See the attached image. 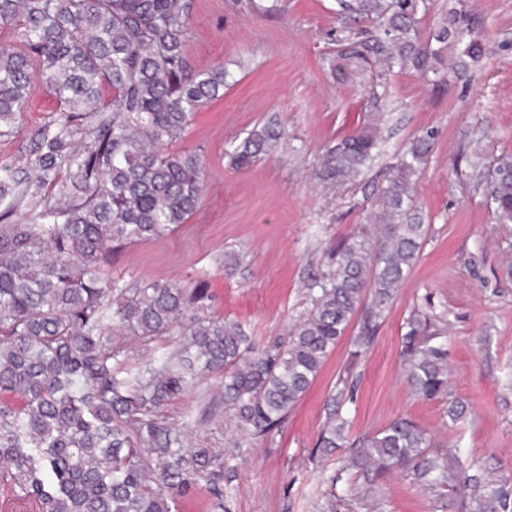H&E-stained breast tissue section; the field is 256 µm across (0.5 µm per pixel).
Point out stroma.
Masks as SVG:
<instances>
[{
  "label": "stroma",
  "instance_id": "obj_1",
  "mask_svg": "<svg viewBox=\"0 0 512 512\" xmlns=\"http://www.w3.org/2000/svg\"><path fill=\"white\" fill-rule=\"evenodd\" d=\"M464 17L482 48L467 76L456 73L464 44L441 50L445 79L409 69L386 72L351 62L338 72V40L366 39L371 25L336 14V0H191L187 53L192 65H224L223 97L202 107L176 151L197 152L204 165L199 209L160 240L115 247L103 266L123 283L142 279L205 288L206 315L240 323L264 344L285 335L307 306L305 273L325 264L330 247L368 230L374 195L396 155L414 135L434 134L433 150L414 176L430 222L420 256L379 319L373 339L355 353L353 321L308 391L275 431L252 442L224 477L225 512H314L335 494L336 512H366L346 483L330 486L335 458L312 459L327 422L326 400L340 379L357 385L343 407L349 438L409 417L441 445L482 458L512 474V224L499 223L470 162L488 166L512 157V0H429L420 26L428 39L448 10ZM63 106L37 86L21 134L0 139V176L17 164L23 136ZM276 120L287 134L278 149L247 168L229 155L253 129ZM377 123L382 151L359 181L325 194L313 162L336 139ZM242 255L234 270L224 256ZM431 302L445 315L449 389L469 407L456 427L444 426L442 404L413 397L403 377L401 338L414 308ZM217 377L170 402L171 426L192 421L194 447L223 450L229 434ZM208 419H201L204 407ZM376 512H436L438 500L408 478L384 475Z\"/></svg>",
  "mask_w": 512,
  "mask_h": 512
}]
</instances>
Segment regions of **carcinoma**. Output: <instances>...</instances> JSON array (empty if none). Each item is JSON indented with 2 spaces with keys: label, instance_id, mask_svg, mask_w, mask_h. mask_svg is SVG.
I'll use <instances>...</instances> for the list:
<instances>
[{
  "label": "carcinoma",
  "instance_id": "1",
  "mask_svg": "<svg viewBox=\"0 0 512 512\" xmlns=\"http://www.w3.org/2000/svg\"><path fill=\"white\" fill-rule=\"evenodd\" d=\"M427 0H337L338 13L365 18L374 35L337 58L440 75L438 52L420 39ZM188 0H0V26L19 25L22 45L0 42V137H15L34 93L30 69L65 110L28 137L20 164L0 179V480L39 512H172L175 496L204 486L224 509V474L242 442L269 435L319 374L357 312L359 349L371 342L426 241L428 225L411 177L432 150L415 137L381 187L375 239L359 235L307 273L309 306L287 335L259 345L242 325L204 313V291L176 283L121 285L102 274L112 244L160 239L202 199L203 166L192 152H167L194 113L219 96L228 73L196 70L187 52ZM467 30L448 14L432 38ZM112 89L102 103L101 89ZM282 139L270 121L231 156L240 168ZM379 152L361 128L325 149L315 176L325 187L356 180ZM497 219L512 222V162L487 181ZM31 201L35 208L24 212ZM402 336L412 393L440 400L452 424L468 406L451 396L443 317L429 299ZM210 374L223 380L233 448H192L162 409ZM344 389L329 398V421L313 449L347 447ZM400 471L429 492L446 486L460 512H512V478L463 462L411 419L398 416L337 458L335 485L352 474L358 499L376 478Z\"/></svg>",
  "mask_w": 512,
  "mask_h": 512
}]
</instances>
